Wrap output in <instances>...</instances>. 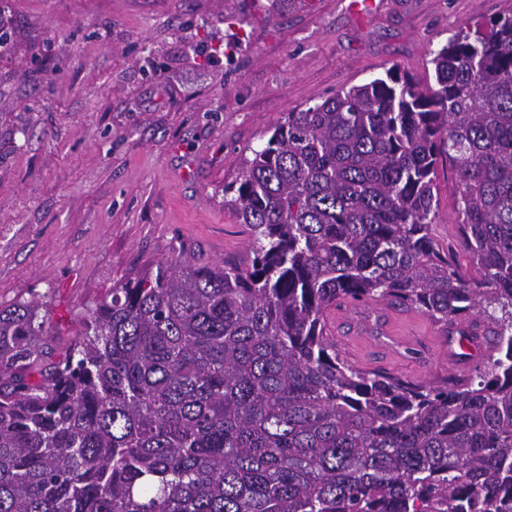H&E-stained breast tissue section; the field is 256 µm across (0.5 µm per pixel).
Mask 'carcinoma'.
I'll list each match as a JSON object with an SVG mask.
<instances>
[{
	"instance_id": "obj_1",
	"label": "carcinoma",
	"mask_w": 512,
	"mask_h": 512,
	"mask_svg": "<svg viewBox=\"0 0 512 512\" xmlns=\"http://www.w3.org/2000/svg\"><path fill=\"white\" fill-rule=\"evenodd\" d=\"M430 64L275 125L224 187L246 261L113 287L48 368L43 305L0 306V512H512V13ZM443 157L473 276L431 235ZM375 298L488 315L486 363L351 364L326 313Z\"/></svg>"
}]
</instances>
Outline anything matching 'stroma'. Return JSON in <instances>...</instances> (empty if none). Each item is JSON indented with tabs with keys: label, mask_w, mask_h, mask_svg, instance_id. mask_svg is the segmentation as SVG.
Wrapping results in <instances>:
<instances>
[{
	"label": "stroma",
	"mask_w": 512,
	"mask_h": 512,
	"mask_svg": "<svg viewBox=\"0 0 512 512\" xmlns=\"http://www.w3.org/2000/svg\"><path fill=\"white\" fill-rule=\"evenodd\" d=\"M10 0L0 58V305L43 303L55 356L117 284L181 259H243L225 201L287 112L430 52L503 0ZM432 234L463 268L457 176L439 162ZM351 363L416 383L486 359L456 327L385 300L327 313Z\"/></svg>",
	"instance_id": "obj_1"
}]
</instances>
